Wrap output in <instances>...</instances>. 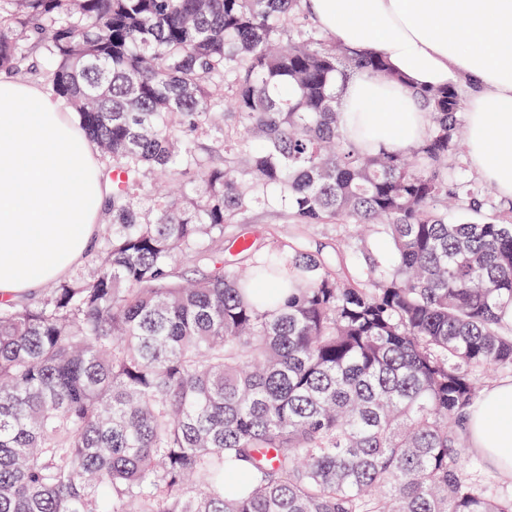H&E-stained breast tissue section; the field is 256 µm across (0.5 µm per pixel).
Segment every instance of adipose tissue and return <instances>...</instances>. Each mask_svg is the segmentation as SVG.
<instances>
[{
	"label": "adipose tissue",
	"mask_w": 512,
	"mask_h": 512,
	"mask_svg": "<svg viewBox=\"0 0 512 512\" xmlns=\"http://www.w3.org/2000/svg\"><path fill=\"white\" fill-rule=\"evenodd\" d=\"M313 22L349 49L375 50L404 84L368 73L340 92V125L370 149H404L431 123L416 90L456 87L464 151L512 199V0H307ZM109 183L95 146L39 86L0 93V299L65 276L95 245ZM465 440L512 480V378L472 408Z\"/></svg>",
	"instance_id": "1"
}]
</instances>
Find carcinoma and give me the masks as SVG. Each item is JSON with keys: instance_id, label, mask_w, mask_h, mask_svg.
Returning a JSON list of instances; mask_svg holds the SVG:
<instances>
[{"instance_id": "carcinoma-1", "label": "carcinoma", "mask_w": 512, "mask_h": 512, "mask_svg": "<svg viewBox=\"0 0 512 512\" xmlns=\"http://www.w3.org/2000/svg\"><path fill=\"white\" fill-rule=\"evenodd\" d=\"M0 72L122 175L89 275L0 301V512H512L463 436L512 371V223L448 171L456 88L420 93L417 145L363 148L338 90L393 74L305 0H0ZM162 178L180 195L140 207ZM259 206L375 224L390 256L224 258Z\"/></svg>"}]
</instances>
